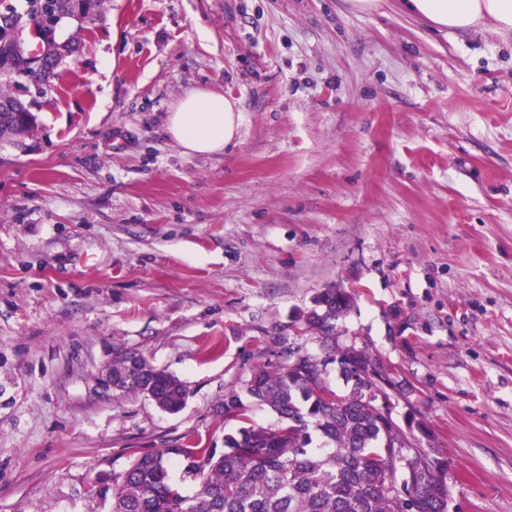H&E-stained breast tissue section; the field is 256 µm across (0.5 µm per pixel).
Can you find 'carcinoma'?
<instances>
[{
  "label": "carcinoma",
  "instance_id": "carcinoma-1",
  "mask_svg": "<svg viewBox=\"0 0 512 512\" xmlns=\"http://www.w3.org/2000/svg\"><path fill=\"white\" fill-rule=\"evenodd\" d=\"M73 9V0H27L25 15L53 23ZM0 100L15 105L0 116V140L19 143L35 129L36 119L23 101L3 90ZM354 295L327 288L315 298L306 324L330 350L322 368L289 365L256 367L245 381L248 394L287 424L255 426L242 416L241 398L224 394V418L242 425L224 435V448H167L135 456L112 477V512H446L450 487L431 472H387L380 459L403 441L374 402L353 381L359 367L377 364L364 348L343 347L336 340V318L346 313ZM135 354L120 352L112 360L114 390L126 395L151 394L162 409L175 413L186 399L183 384L146 360L131 365ZM337 363L351 392L336 396L323 382V367ZM187 461V472L201 477L184 495L169 476V456Z\"/></svg>",
  "mask_w": 512,
  "mask_h": 512
}]
</instances>
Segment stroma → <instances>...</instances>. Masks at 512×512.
<instances>
[{
	"instance_id": "1",
	"label": "stroma",
	"mask_w": 512,
	"mask_h": 512,
	"mask_svg": "<svg viewBox=\"0 0 512 512\" xmlns=\"http://www.w3.org/2000/svg\"><path fill=\"white\" fill-rule=\"evenodd\" d=\"M0 143V512H111L138 453L220 448L260 364L323 289L444 449L454 512H512V35L381 0H105ZM239 101L224 152L166 131L188 91ZM178 377L176 413L98 388L116 351Z\"/></svg>"
}]
</instances>
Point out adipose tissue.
I'll use <instances>...</instances> for the list:
<instances>
[{"label": "adipose tissue", "mask_w": 512, "mask_h": 512, "mask_svg": "<svg viewBox=\"0 0 512 512\" xmlns=\"http://www.w3.org/2000/svg\"><path fill=\"white\" fill-rule=\"evenodd\" d=\"M402 6L441 31L467 32L488 25L499 33H512V0H403ZM241 123L236 100L204 88L175 103L167 115L166 130L184 154L211 155L234 141Z\"/></svg>", "instance_id": "ef3b65f1"}]
</instances>
